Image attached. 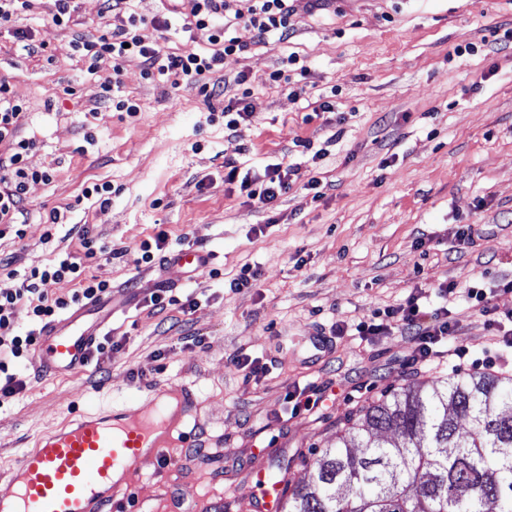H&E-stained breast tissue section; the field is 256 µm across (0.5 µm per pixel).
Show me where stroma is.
<instances>
[{
    "mask_svg": "<svg viewBox=\"0 0 512 512\" xmlns=\"http://www.w3.org/2000/svg\"><path fill=\"white\" fill-rule=\"evenodd\" d=\"M293 6L286 40L259 44L250 28L235 30L248 50L225 57L218 79L231 99L248 73L254 117L230 135L196 89L143 79L134 56L119 91L139 113L104 104L110 67L87 73L74 45L113 26L101 0H75L63 26L52 21L56 0H35L13 22L35 53L0 33V77L26 105L22 136L37 142L28 164L52 173L29 185L25 237L0 238V258L30 268L81 253L69 225L45 237L48 212L67 206L69 224L92 225L107 247L87 274L131 299L101 329L98 363L51 376L22 366L25 389L0 409V494L10 493L8 471L33 437L74 409L177 382L196 397L192 445L165 473L144 462L127 512H251L253 472L298 483L358 410L450 376L416 372L414 344L401 333L334 336L332 325L357 324L417 288L512 280V0ZM284 68L299 96L268 83ZM324 101L331 111H319ZM228 157L254 171L282 160L298 173L268 209L225 185ZM312 176L324 185L316 201L303 188ZM105 181L114 194L102 211L80 193ZM466 225L469 243L456 237ZM160 229L167 253L199 246L217 255L212 269L171 288L176 299L198 297L191 311L176 304L153 315L146 306L164 282L160 261L138 262V249ZM246 265L261 272L255 287L232 288ZM450 309L455 344L484 359L483 316L463 301ZM238 353L263 364L259 380L245 379ZM297 383L309 385L316 412L289 416Z\"/></svg>",
    "mask_w": 512,
    "mask_h": 512,
    "instance_id": "stroma-1",
    "label": "stroma"
}]
</instances>
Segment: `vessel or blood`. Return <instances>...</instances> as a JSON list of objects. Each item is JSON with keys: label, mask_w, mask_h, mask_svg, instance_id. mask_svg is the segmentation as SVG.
Here are the masks:
<instances>
[{"label": "vessel or blood", "mask_w": 512, "mask_h": 512, "mask_svg": "<svg viewBox=\"0 0 512 512\" xmlns=\"http://www.w3.org/2000/svg\"><path fill=\"white\" fill-rule=\"evenodd\" d=\"M212 253L189 246L169 260L170 268L208 267ZM93 302L70 311L42 333L35 356L41 374L83 369L97 338L88 327L98 314ZM196 405L185 384H165L121 406L77 412L65 423L41 432L9 473L12 492L0 497V512H125V491L142 473L145 459L163 469L184 447ZM281 482L257 476L251 492L253 512H278Z\"/></svg>", "instance_id": "b4317fda"}]
</instances>
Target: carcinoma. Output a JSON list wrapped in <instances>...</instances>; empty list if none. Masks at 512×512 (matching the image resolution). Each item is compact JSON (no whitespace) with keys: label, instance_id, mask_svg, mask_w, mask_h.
<instances>
[{"label":"carcinoma","instance_id":"cac0c4a2","mask_svg":"<svg viewBox=\"0 0 512 512\" xmlns=\"http://www.w3.org/2000/svg\"><path fill=\"white\" fill-rule=\"evenodd\" d=\"M283 499L281 512H512V381L391 392Z\"/></svg>","mask_w":512,"mask_h":512}]
</instances>
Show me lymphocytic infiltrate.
Instances as JSON below:
<instances>
[{
	"mask_svg": "<svg viewBox=\"0 0 512 512\" xmlns=\"http://www.w3.org/2000/svg\"><path fill=\"white\" fill-rule=\"evenodd\" d=\"M104 8L115 14L117 25L96 36L78 37L75 45L82 50L88 72L97 73L103 63H111L112 77L103 84V101L131 117L138 113V105L114 93V79L120 76L126 58H139L144 79L166 82L175 88L189 84L210 101L223 94L217 75L224 67L225 57L246 51L245 44L230 35V28L241 23L250 27L258 40L272 37L283 40L292 27L294 14L289 0H196L191 19L184 21L181 29L185 32L209 29L212 49L175 54L164 51L157 41L144 35L148 27L163 34L172 29V16L176 12L173 0H162L161 12L149 19L134 13L133 0H104ZM23 115L22 103L12 97L8 82L1 79L0 144L6 145L8 154L0 157V236L11 233L19 239L25 236L20 215L29 184L50 179L49 172L31 169L27 164L37 143L20 136ZM294 174L293 165L280 162L266 165L261 173L244 175L236 160L224 161L225 183L233 185L241 196L264 205L272 204L290 189ZM77 234L83 256L68 253L41 267L9 271L19 286L11 292H0V405L25 389V381L11 373L9 366L16 359L30 358L42 329L68 307L89 302L110 290L107 282L85 274L86 260L101 253V246L88 225H80ZM64 282L71 284V292L49 296L47 284ZM511 291L512 280L465 288L443 283L433 293L441 299L440 307L428 309L429 295L418 290L410 294L405 304L377 312L372 319L360 322L355 331L366 337L400 331L410 336L417 346L414 363L418 368H428L443 359L461 368L466 363L467 351L451 341L458 330V322L450 310L451 304L461 299L485 316L492 345L500 358L498 367L503 370L507 367L508 355L512 354V310L497 311L492 300L498 293ZM21 311L28 318V326L19 334L15 327Z\"/></svg>",
	"mask_w": 512,
	"mask_h": 512,
	"instance_id": "1",
	"label": "lymphocytic infiltrate"
}]
</instances>
